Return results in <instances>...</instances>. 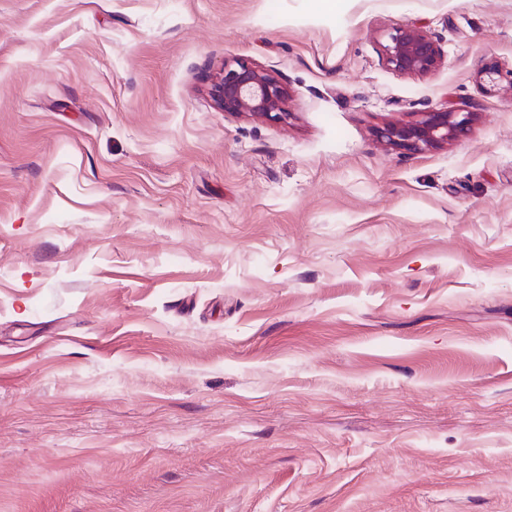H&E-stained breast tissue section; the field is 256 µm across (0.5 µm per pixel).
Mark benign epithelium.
Instances as JSON below:
<instances>
[{"label": "benign epithelium", "instance_id": "1", "mask_svg": "<svg viewBox=\"0 0 512 512\" xmlns=\"http://www.w3.org/2000/svg\"><path fill=\"white\" fill-rule=\"evenodd\" d=\"M384 59L391 69L411 76H425L442 63L440 46L422 28L408 25L390 36ZM212 95L226 112L246 113L269 120L288 118L286 87L271 73L245 60L224 63L215 76ZM472 113L461 109L427 112L416 122L393 123L379 131L387 145L408 150L457 140L470 129Z\"/></svg>", "mask_w": 512, "mask_h": 512}]
</instances>
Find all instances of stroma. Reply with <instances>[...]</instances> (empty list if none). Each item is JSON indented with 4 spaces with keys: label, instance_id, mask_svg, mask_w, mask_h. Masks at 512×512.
<instances>
[{
    "label": "stroma",
    "instance_id": "1",
    "mask_svg": "<svg viewBox=\"0 0 512 512\" xmlns=\"http://www.w3.org/2000/svg\"><path fill=\"white\" fill-rule=\"evenodd\" d=\"M0 512H512V0H0ZM384 59L391 69L411 76H425L442 63L440 46L422 28L408 25L390 36ZM212 95L227 112L276 121L286 120L289 115L286 87L271 73L245 60L224 63L215 76ZM472 115V112L454 108L426 112L419 121L383 127L379 131V138L387 145L413 151L445 144L467 134Z\"/></svg>",
    "mask_w": 512,
    "mask_h": 512
}]
</instances>
